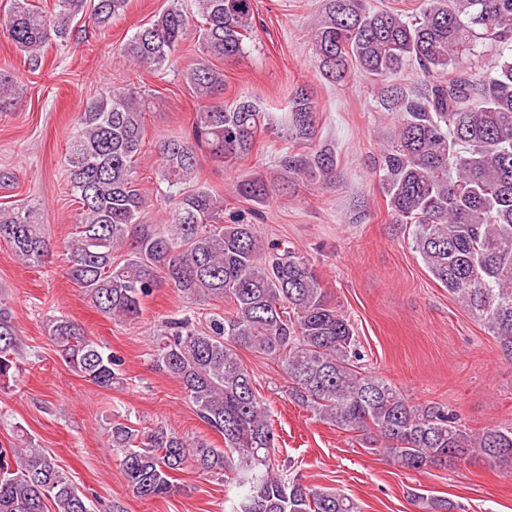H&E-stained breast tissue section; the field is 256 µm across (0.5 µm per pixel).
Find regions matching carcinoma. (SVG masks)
Masks as SVG:
<instances>
[{"label":"carcinoma","instance_id":"cac0c4a2","mask_svg":"<svg viewBox=\"0 0 512 512\" xmlns=\"http://www.w3.org/2000/svg\"><path fill=\"white\" fill-rule=\"evenodd\" d=\"M129 0H10L0 33L32 70L45 50L64 46L73 21L89 14L102 32ZM312 30L319 72L341 82L360 74L381 109L397 116L374 164L387 213L413 226L411 245L442 287L484 324L512 359V0H420L415 12L370 9L365 0H321ZM200 23L172 7L122 46L134 66L163 70L194 31L200 59L183 77L197 110L192 135L157 145L158 187L177 198L161 224H144L147 198L136 179L144 118L151 100L137 88L107 87L80 113L68 153L69 185L80 204L67 245V278L102 314L133 321L165 279L187 303L231 304L203 326L191 313L158 333L155 367L176 379L198 418L222 436L216 448L199 436L158 423L139 430L112 420L106 444L120 452L124 481L141 499L177 490L173 475L191 465L218 480L234 468L243 495L237 512H359L331 488L290 480L272 463L270 412L255 395L254 375L239 350L266 356L288 380L289 393L320 420L380 447L401 468L420 470L479 453L512 467V429L470 430L439 402L411 405L386 379L363 369L350 318L333 302L311 260L254 231L255 215L224 213V195L196 181L198 149L223 164L250 155L272 129L251 98L224 103V73L214 61L245 55L255 32L254 0H197ZM490 53L479 71L473 60ZM411 68L416 83L396 76ZM18 77L0 72V112L14 106ZM317 103L302 87L288 98L282 125L294 150L280 154L288 177L327 186L336 180L334 149L313 139ZM260 177L237 181L233 194L267 199ZM22 263L40 265L50 243L36 211L0 206V242ZM45 329L71 371L110 388L122 360L89 340L76 321L53 314ZM16 329L0 306V386L22 371ZM0 512H90L57 459L28 436L0 445Z\"/></svg>","mask_w":512,"mask_h":512}]
</instances>
